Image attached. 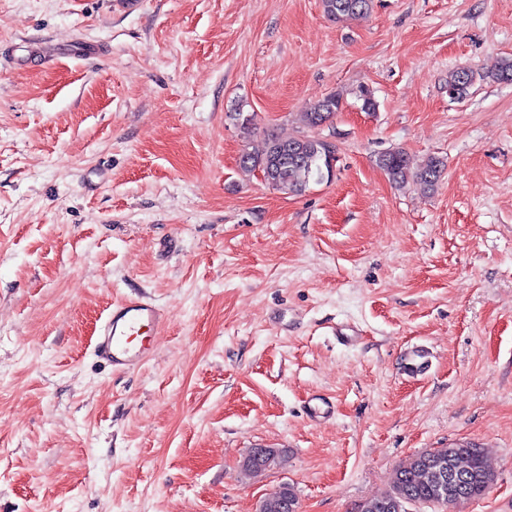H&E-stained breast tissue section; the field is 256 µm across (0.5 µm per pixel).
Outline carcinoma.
Wrapping results in <instances>:
<instances>
[{"mask_svg":"<svg viewBox=\"0 0 512 512\" xmlns=\"http://www.w3.org/2000/svg\"><path fill=\"white\" fill-rule=\"evenodd\" d=\"M321 3L324 14L337 23L361 18L373 6V0H321ZM485 80L512 82V58L501 59L488 71L473 67L449 71L448 97L462 101L469 96L476 82ZM342 108L343 96L330 94L309 106L304 113L305 123L310 128H317L332 120ZM378 164L394 185L400 187L412 180L429 191L436 187L445 169L444 160L435 158L413 171L400 150L382 154ZM240 169L247 174L259 172L272 182L273 188L292 195L304 193L312 182L329 181L333 177L324 140L307 134L268 137L262 151L242 152ZM279 458V449L268 448L260 452L258 458L247 457L244 469L257 473L277 463ZM450 471L462 479L459 491L453 495L448 494V484L445 483ZM492 474L480 448L469 445L430 448L401 463L395 470L390 488L358 504L355 512H396L395 505L405 502L445 507L462 505L482 496V484ZM263 512H298L294 489L289 485L280 487L266 501Z\"/></svg>","mask_w":512,"mask_h":512,"instance_id":"1","label":"carcinoma"}]
</instances>
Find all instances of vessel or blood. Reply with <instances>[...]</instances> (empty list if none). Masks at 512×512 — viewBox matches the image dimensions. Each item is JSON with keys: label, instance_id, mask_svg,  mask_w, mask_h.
Segmentation results:
<instances>
[{"label": "vessel or blood", "instance_id": "1", "mask_svg": "<svg viewBox=\"0 0 512 512\" xmlns=\"http://www.w3.org/2000/svg\"><path fill=\"white\" fill-rule=\"evenodd\" d=\"M167 322L164 310L138 296L113 304L98 328L94 353L116 371L141 366L150 356L147 348L134 347L143 332L157 333Z\"/></svg>", "mask_w": 512, "mask_h": 512}]
</instances>
